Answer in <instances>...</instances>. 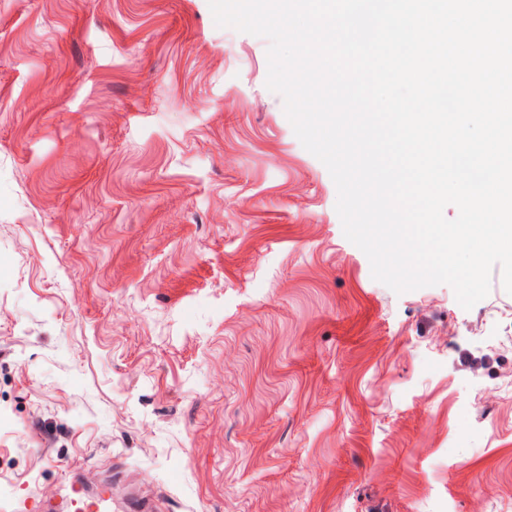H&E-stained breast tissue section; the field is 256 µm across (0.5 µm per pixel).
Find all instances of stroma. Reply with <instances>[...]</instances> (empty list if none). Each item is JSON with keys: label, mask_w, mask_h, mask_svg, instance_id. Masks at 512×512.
<instances>
[{"label": "stroma", "mask_w": 512, "mask_h": 512, "mask_svg": "<svg viewBox=\"0 0 512 512\" xmlns=\"http://www.w3.org/2000/svg\"><path fill=\"white\" fill-rule=\"evenodd\" d=\"M208 0H0V512H512V294H396Z\"/></svg>", "instance_id": "1"}]
</instances>
